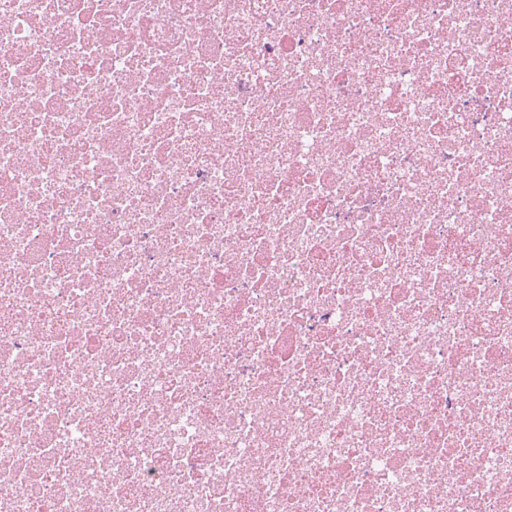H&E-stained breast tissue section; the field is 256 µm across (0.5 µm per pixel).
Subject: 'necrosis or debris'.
I'll list each match as a JSON object with an SVG mask.
<instances>
[{
    "instance_id": "4bbe7bcc",
    "label": "necrosis or debris",
    "mask_w": 512,
    "mask_h": 512,
    "mask_svg": "<svg viewBox=\"0 0 512 512\" xmlns=\"http://www.w3.org/2000/svg\"><path fill=\"white\" fill-rule=\"evenodd\" d=\"M0 512H512V0H0Z\"/></svg>"
}]
</instances>
